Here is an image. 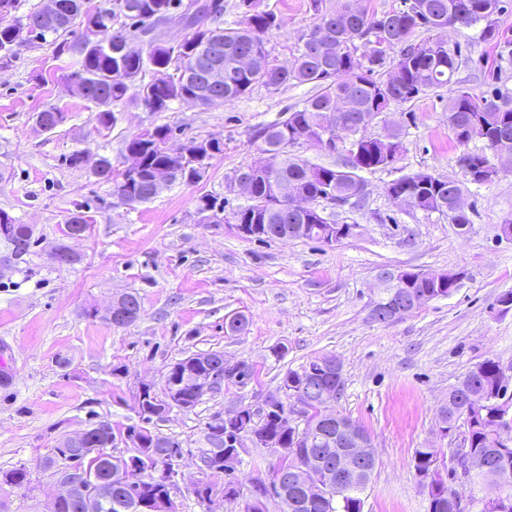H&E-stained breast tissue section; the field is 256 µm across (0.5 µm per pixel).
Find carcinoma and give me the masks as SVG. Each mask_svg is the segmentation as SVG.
Segmentation results:
<instances>
[{
	"instance_id": "carcinoma-1",
	"label": "carcinoma",
	"mask_w": 512,
	"mask_h": 512,
	"mask_svg": "<svg viewBox=\"0 0 512 512\" xmlns=\"http://www.w3.org/2000/svg\"><path fill=\"white\" fill-rule=\"evenodd\" d=\"M59 8L52 15L38 10L25 19L11 17L0 10V68L10 66L18 57L19 48L33 40L47 41L80 22L89 11L103 18H112V30L98 34V45L84 46L48 40L58 55L76 52L78 66L65 75L77 95L97 106L136 103L150 112H166L176 100H192L200 106L212 104L204 85L206 63L218 61L224 67V102L232 103L262 86L277 92L288 85H310L314 95L302 108L289 110L283 119L259 127L254 138L262 142L261 152L269 154L268 163L261 167L250 163L235 171L253 179V194L249 204L237 207L232 219L241 224H258L261 232L257 241H272L289 224L300 220L285 209L272 194V184L287 180L295 183L302 193L323 209L336 208L350 202L360 209L367 197V183L355 171L343 165L338 168L318 166L282 150L285 140L319 141L321 117L327 112L344 114V128L357 131L368 128L395 104L408 103L431 91L448 89V124L459 129L457 135L467 140H481L489 147L512 155V85L502 73L487 76L486 89L476 93L454 80L461 59L459 44L448 45V27L482 25L480 38L499 48L501 58L512 63V41L499 28V18L508 11L507 0H404L400 13L386 11L370 13L360 0H311L315 22L301 36V46L292 62L284 68L273 63L267 48L268 36L278 28L277 15L260 7V0H239L241 21L232 28L221 26L224 0H58ZM175 23L184 29L183 38L168 44L160 37V28ZM146 40L147 48L136 55L119 51L123 35ZM388 41L398 49L397 64L386 68L383 59L374 60L359 47ZM247 52L253 56L250 68L237 67L238 57ZM151 75L144 81L145 75ZM66 120V113L57 108L37 113L36 124L57 127ZM169 126L153 128L152 133H137L125 145V151L135 156L143 182L136 186L112 175V164L106 158L93 163L94 174L112 185V194L127 203H146L151 197L150 176L160 168L173 170L171 182L191 183L203 176L205 168L183 165L179 153L199 151L211 159L224 151V145L210 140L192 139L182 144L172 142ZM363 151L360 170L376 171L390 166L377 141L362 137ZM387 192L408 197L412 207L448 218L450 224H472L468 213L456 209V198L464 192L462 183L428 172L401 177L387 186ZM0 224L13 228L12 243L17 257L27 254L33 230L19 224L8 213L0 211ZM405 288L407 297L427 295L429 300L450 296L457 287L459 274L450 273L442 284L433 274L409 271ZM334 355L310 360L297 370H288L282 385L288 386L278 410L242 406L240 411L256 420L258 432H271L282 439V447L291 448L298 432L318 417L295 419V426L283 429L281 415L292 412V397L305 386L310 391L320 387L343 391V374L327 365ZM224 368V379L243 384L255 376L254 366L246 361L233 368L224 367V352L210 350L190 354L168 367L164 383L179 387L195 408L204 397L192 383L198 371H208L213 365ZM501 366L494 359H485L461 377L448 390V400L440 416L448 431L458 428L461 408L479 403L475 424L466 425L470 451L483 457L484 467L475 474L474 482L493 485L512 497V482L500 476L504 467L512 469V443L505 442L497 431L504 418L512 419V396L501 400ZM145 425L121 429L103 421L82 442L63 438L42 460V467L52 475L76 485H84L83 472L66 466V461L82 455L89 448L102 449L100 467L112 464L114 443L125 437L138 441L131 449L130 459L155 463L156 458L170 451L193 460L196 452L183 448L180 442L163 436L148 425L163 420L158 410L140 412ZM227 430L225 418L217 416L206 424L204 438L214 444ZM312 466L321 474L315 481L317 491L307 492L287 482L283 494L288 497L290 512H363L364 494L371 482L367 475L347 482L336 489V448L326 441L310 449ZM433 448H417L413 455L416 475L435 467ZM25 488L34 491L31 473L24 467L0 470V493ZM45 512H140L126 490L112 488V498L90 500L85 495L58 498L45 505Z\"/></svg>"
}]
</instances>
